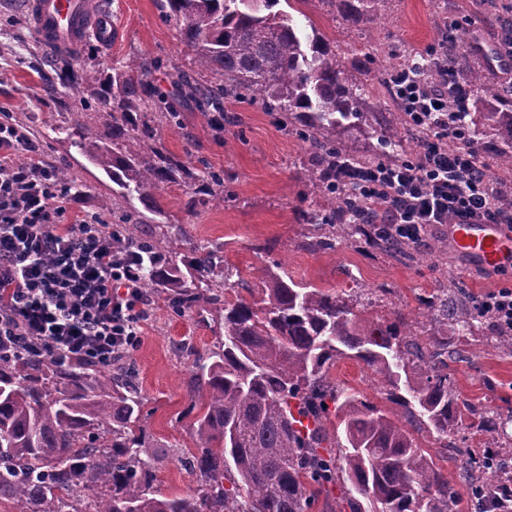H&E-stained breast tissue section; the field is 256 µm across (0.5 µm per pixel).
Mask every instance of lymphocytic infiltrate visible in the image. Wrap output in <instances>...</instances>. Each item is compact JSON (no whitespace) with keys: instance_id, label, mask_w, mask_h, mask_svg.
Wrapping results in <instances>:
<instances>
[{"instance_id":"obj_1","label":"lymphocytic infiltrate","mask_w":512,"mask_h":512,"mask_svg":"<svg viewBox=\"0 0 512 512\" xmlns=\"http://www.w3.org/2000/svg\"><path fill=\"white\" fill-rule=\"evenodd\" d=\"M425 81L411 69L390 76L393 95L417 135L408 161L344 162L337 187L384 233L414 245L434 224H500L512 209L495 201L488 166L457 112L472 88L439 58ZM27 162H18L19 154ZM29 130L0 110V344L25 340L38 353L104 366L133 349L150 312L142 261L115 245L117 231L77 206Z\"/></svg>"}]
</instances>
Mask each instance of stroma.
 Segmentation results:
<instances>
[{"label":"stroma","mask_w":512,"mask_h":512,"mask_svg":"<svg viewBox=\"0 0 512 512\" xmlns=\"http://www.w3.org/2000/svg\"><path fill=\"white\" fill-rule=\"evenodd\" d=\"M93 2L100 5L115 37L92 39L74 50V68L80 73L77 85L53 90L48 85L53 57L28 23L23 0H0V29L21 30L25 40L20 46L0 38V108L12 112L34 134L49 161L69 168L81 179L80 207L108 221L112 218V183L72 146L69 137L77 127L87 140L112 139L107 114L90 109L98 84L83 76V69L91 63L106 76L125 61L151 57L161 64L151 75L153 83L169 90L177 71L191 68L192 55L175 26L163 20V0ZM469 2L392 0L383 19L362 28L332 17L321 0H302L297 9L319 33L335 40L350 74L371 77L384 58L394 63L404 54L437 44L451 52L464 51L461 42H444L443 31L433 24L438 13L463 22L471 41L497 44L493 20L480 12L470 13ZM368 103L376 112L373 131H353L344 139L346 148L356 154L373 152L386 126L398 117L390 87L373 86ZM178 108L179 126H160L156 146L177 155L188 168L223 170L233 196L193 205L183 184L169 183L158 200L186 226L195 242L223 244L226 259L241 271L240 281L229 291L230 298L253 300L254 289L262 285L263 268L268 261L277 260L294 281L337 292L356 291L360 295L358 308L365 315L383 320L400 315L411 320L417 338L424 340L433 330L431 323L418 317L425 297L444 290L452 302L463 297L477 300L501 288L512 289V266L498 273L471 264L455 251H442V244L449 241L444 224L433 225L423 243L396 256L375 252L358 238L339 241L332 250L310 248L311 229L299 215L319 199L321 189L310 172L307 144L285 135L273 115L256 105H229L220 132L192 102H180ZM496 330L489 319L482 330L460 339L456 354L448 359V372L458 401L490 411L500 423L492 433L466 428L469 447L475 451L501 448L512 454V353L493 347ZM217 336L207 313L181 318L156 307L143 324L140 344L132 351L149 413V453L158 459L157 485L162 493H183L194 485L192 475L179 462L182 449L195 447L186 423L179 420L189 405L186 383L192 358L178 352L175 345L185 340L202 352L212 347ZM329 377L361 391L381 409H396L387 398L383 378L356 361H337ZM416 439L455 488L459 512H476L468 488L458 477L456 449L444 447L424 431L417 433Z\"/></svg>","instance_id":"35a3bbf8"}]
</instances>
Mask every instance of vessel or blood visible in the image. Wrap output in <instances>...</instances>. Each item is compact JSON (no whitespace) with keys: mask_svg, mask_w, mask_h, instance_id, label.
Here are the masks:
<instances>
[{"mask_svg":"<svg viewBox=\"0 0 512 512\" xmlns=\"http://www.w3.org/2000/svg\"><path fill=\"white\" fill-rule=\"evenodd\" d=\"M28 19L54 54L64 55L85 42L95 27L89 0H26ZM450 237L458 252L482 266L512 263V231L494 224H454Z\"/></svg>","mask_w":512,"mask_h":512,"instance_id":"vessel-or-blood-1","label":"vessel or blood"}]
</instances>
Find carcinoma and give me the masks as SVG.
Listing matches in <instances>:
<instances>
[{
  "instance_id": "1",
  "label": "carcinoma",
  "mask_w": 512,
  "mask_h": 512,
  "mask_svg": "<svg viewBox=\"0 0 512 512\" xmlns=\"http://www.w3.org/2000/svg\"><path fill=\"white\" fill-rule=\"evenodd\" d=\"M292 0H166L193 54L196 70H179L176 84L222 130L226 103L257 104L288 134L310 143L313 175L322 203L307 211L316 245L336 248V225L362 234L378 249L402 243L370 224H357L348 194L329 184L336 159L350 158L342 144L350 129H368L367 86L349 75L336 44L316 29L306 33L279 9ZM356 25L381 18L391 0H320ZM457 79L490 102L460 115L470 138L484 128L502 135L500 158L512 166V104L487 85L466 53L448 56ZM156 62L132 59L97 98L112 118V145L73 146L112 181V194L137 198L151 216H121L117 243L143 257V287L170 313L183 317L209 309L219 329L217 345L193 355L189 409L183 417L197 452L187 459L196 486L165 495L156 485L146 447L143 398L127 358L108 366L36 356L18 346L0 348V512H83L82 496L97 512H310L322 494L338 487L349 512H453L448 477L410 427L437 440L460 431L474 408L460 410L448 380L450 337L474 334L483 317L466 301L448 305L434 295L423 316L435 322L423 345L410 339L402 318L386 322L355 311L351 295L289 279L276 260L263 269L262 295L253 302L226 297L240 270L224 247L194 244L184 225L158 203L162 186L178 179L195 194L224 199V172L195 174L178 157L152 145L156 122L176 123L169 95L148 76ZM207 71L211 78H198ZM402 132L382 134L374 157L399 156ZM160 232L145 235L142 225ZM363 363L382 375L388 413L361 392L328 377L340 359ZM463 476L482 502L486 474L503 467L496 449H462Z\"/></svg>"
}]
</instances>
